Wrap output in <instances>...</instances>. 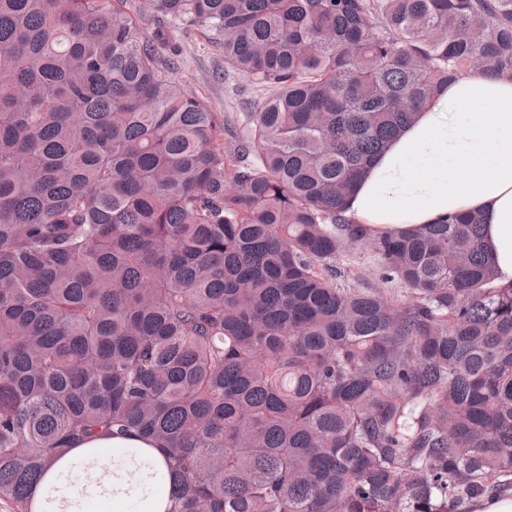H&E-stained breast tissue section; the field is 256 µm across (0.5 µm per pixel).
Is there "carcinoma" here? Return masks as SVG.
I'll use <instances>...</instances> for the list:
<instances>
[{"mask_svg": "<svg viewBox=\"0 0 512 512\" xmlns=\"http://www.w3.org/2000/svg\"><path fill=\"white\" fill-rule=\"evenodd\" d=\"M120 0H0V499L140 440L144 512H466L512 489V286L476 212L369 236L357 181L512 0H151L269 90L224 126ZM234 149L224 150V137ZM363 249L394 304L339 283Z\"/></svg>", "mask_w": 512, "mask_h": 512, "instance_id": "1", "label": "carcinoma"}]
</instances>
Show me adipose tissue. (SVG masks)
Instances as JSON below:
<instances>
[{
    "label": "adipose tissue",
    "instance_id": "1",
    "mask_svg": "<svg viewBox=\"0 0 512 512\" xmlns=\"http://www.w3.org/2000/svg\"><path fill=\"white\" fill-rule=\"evenodd\" d=\"M463 211L482 214L496 283L511 285L512 78L478 68L449 84L376 158L346 215L377 236Z\"/></svg>",
    "mask_w": 512,
    "mask_h": 512
}]
</instances>
